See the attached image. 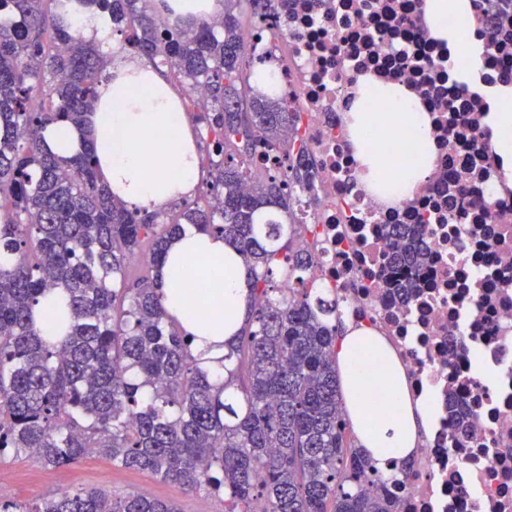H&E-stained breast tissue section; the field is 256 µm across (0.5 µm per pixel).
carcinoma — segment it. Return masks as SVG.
<instances>
[{"label": "carcinoma", "mask_w": 512, "mask_h": 512, "mask_svg": "<svg viewBox=\"0 0 512 512\" xmlns=\"http://www.w3.org/2000/svg\"><path fill=\"white\" fill-rule=\"evenodd\" d=\"M112 14L125 44L187 85L211 152L203 191L179 217L128 210L99 181L95 152L60 158L48 126L79 127L107 60L64 22L63 0H0V457L53 468L96 454L188 490L224 493L225 512H399L416 471L377 470L347 441L334 352L338 300L308 271L316 255L295 204L311 192L300 117L255 90L235 6L264 20L278 0H224L220 20L160 25L150 0H87ZM276 156L259 167L257 155ZM219 234L250 274L249 312L224 354L227 378L197 362L165 310L158 276L126 277L148 244L160 270L182 224ZM391 264L423 260L406 224L389 231ZM288 273L295 287L273 285ZM63 297L65 332L50 342L34 310ZM0 512H178L169 501L101 491Z\"/></svg>", "instance_id": "1"}]
</instances>
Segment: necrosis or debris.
<instances>
[{"instance_id": "necrosis-or-debris-1", "label": "necrosis or debris", "mask_w": 512, "mask_h": 512, "mask_svg": "<svg viewBox=\"0 0 512 512\" xmlns=\"http://www.w3.org/2000/svg\"><path fill=\"white\" fill-rule=\"evenodd\" d=\"M469 4L479 65L465 85L419 0H283L266 22L290 49L273 92L300 112L316 162L310 277L385 336L413 397L438 400L400 512H512V186L488 117L512 72V0ZM360 76L408 88L430 115L433 172L387 205L358 184L343 123ZM423 218L426 263L388 265V226ZM408 278L419 289L404 301Z\"/></svg>"}]
</instances>
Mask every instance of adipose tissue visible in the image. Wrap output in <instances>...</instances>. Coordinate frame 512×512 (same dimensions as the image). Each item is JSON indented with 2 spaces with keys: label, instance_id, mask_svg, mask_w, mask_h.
Segmentation results:
<instances>
[{
  "label": "adipose tissue",
  "instance_id": "obj_1",
  "mask_svg": "<svg viewBox=\"0 0 512 512\" xmlns=\"http://www.w3.org/2000/svg\"><path fill=\"white\" fill-rule=\"evenodd\" d=\"M432 34L451 43L453 71L476 66L469 39L455 27L465 0H422ZM74 29L109 56L85 131L52 125L45 145L70 156L83 139L95 146L98 175L133 211L160 212L190 198L199 180V148L188 127L182 99L161 69L117 45L111 15L74 4ZM359 94L346 113L358 162L360 185L380 197L412 194L432 173L435 145L430 119L403 87L359 78ZM502 174L512 179V96L501 97L491 116ZM162 303L193 335L191 353L201 366L221 369L224 344L240 329L248 273L223 238L189 229L170 244L160 268ZM192 289H182L185 279ZM346 415L361 447L378 469L412 460L430 425L431 404L413 400L406 373L389 344L366 323L347 325L336 338Z\"/></svg>",
  "mask_w": 512,
  "mask_h": 512
}]
</instances>
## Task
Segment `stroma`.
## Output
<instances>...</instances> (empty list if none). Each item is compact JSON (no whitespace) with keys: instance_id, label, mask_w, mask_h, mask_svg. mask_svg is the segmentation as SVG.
Here are the masks:
<instances>
[{"instance_id":"obj_1","label":"stroma","mask_w":512,"mask_h":512,"mask_svg":"<svg viewBox=\"0 0 512 512\" xmlns=\"http://www.w3.org/2000/svg\"><path fill=\"white\" fill-rule=\"evenodd\" d=\"M0 475L10 484L9 499L33 503L67 489L102 490L120 499L142 493L175 503L178 512H224L223 497L208 489L184 491L142 471L129 470L91 455L62 468L43 467L35 458L20 455L0 461Z\"/></svg>"}]
</instances>
